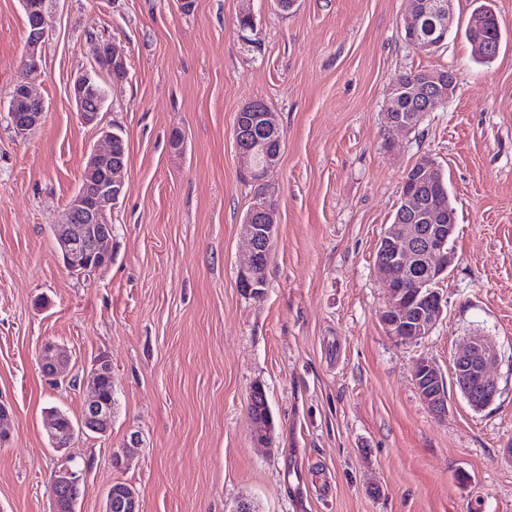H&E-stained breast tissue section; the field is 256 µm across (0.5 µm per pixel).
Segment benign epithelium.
Segmentation results:
<instances>
[{"instance_id":"obj_1","label":"benign epithelium","mask_w":512,"mask_h":512,"mask_svg":"<svg viewBox=\"0 0 512 512\" xmlns=\"http://www.w3.org/2000/svg\"><path fill=\"white\" fill-rule=\"evenodd\" d=\"M51 0H20L28 17L27 39L23 66L28 72L22 87H14L8 100V112L14 133L25 137L41 123L45 103L35 90V82L42 77V49L50 40L46 14ZM451 0H410L407 15H415L428 26L430 40L419 42L416 48L426 51L436 48L448 35ZM127 71L123 51L114 43L98 44L95 61L71 79L69 94L72 102L88 125L100 127V114L106 97L96 84L102 73L124 76ZM457 77L453 72L430 73L397 83L389 90L387 121L399 132H411L426 110L398 112L395 103L400 99L419 101L430 90L435 103L448 100L455 92ZM271 134L277 148H282V134L275 113L267 109L243 107L235 115L234 141L237 160L247 176L261 186L257 204L242 222V237L247 263L239 272V288L259 296L267 286L266 265L261 260L263 243H270L276 226V204L267 174L278 164L280 154L265 153L253 145L256 129ZM105 146L93 150L86 158L79 188L66 211L64 221L54 229L65 267L73 274L91 277L112 264V225L106 221L108 211L117 205L125 193L126 164L112 160V143L118 135L101 127ZM421 184H434L438 164L423 155L415 162ZM403 203L402 224H391L383 234L375 258L383 287L389 294V305L381 318L386 332L401 345L416 343L429 336L442 320L446 298L437 288L453 266L456 253L449 245L456 231V210L449 196L432 198L419 189L400 191ZM497 359L494 343L485 336H471L456 349L452 358L453 379L468 403L478 410L493 405L500 394L493 365ZM69 363L67 352L53 342L45 343L39 353L43 376L59 381ZM108 359L104 354L92 365L93 392L86 400L81 417L73 422L60 414L51 413L46 419L45 431L51 447L62 450L70 447L76 435L91 432L100 434L112 423L114 399L101 389L99 375L106 372ZM412 376L418 393L429 411L443 416L448 411V395L443 387V376L436 362L421 357L416 360ZM140 447V438L132 434L123 448L112 452V466L122 468L130 449ZM84 470L71 457L62 458L56 465L51 480L52 512L66 508L76 512L81 494ZM104 512H141L137 493L112 499L107 490Z\"/></svg>"}]
</instances>
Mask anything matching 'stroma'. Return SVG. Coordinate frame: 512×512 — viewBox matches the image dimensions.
I'll use <instances>...</instances> for the list:
<instances>
[{"mask_svg":"<svg viewBox=\"0 0 512 512\" xmlns=\"http://www.w3.org/2000/svg\"><path fill=\"white\" fill-rule=\"evenodd\" d=\"M483 4L502 32L487 63L465 37ZM242 6L52 0L46 112L20 138L6 104L25 78L26 19L19 0H0V401L12 409L0 512H51L58 454L46 410L80 417L81 380L101 354L115 407L106 435H77L67 450L85 470L78 512H103L117 481L136 489L142 512H234L243 499L257 512H512V0H453L447 38L430 53L404 39L409 0H295L286 12L251 0L255 46L237 26ZM101 39L123 50L127 75L104 78L94 127L69 83ZM420 69L453 70L456 92L412 133L392 130L389 90ZM254 100L275 112L283 139L258 297L238 286L254 188L232 135ZM103 126L126 140V193L107 214L112 264L84 278L64 267L53 227ZM422 155L448 184L457 261L440 284L442 321L401 345L381 322L375 252ZM472 335L497 346V401L474 410L451 384L446 414L434 416L413 364L429 357L450 375ZM48 341L71 354L67 383L41 374ZM257 385L273 416L265 444L248 413ZM133 433L140 448L113 468Z\"/></svg>","mask_w":512,"mask_h":512,"instance_id":"stroma-1","label":"stroma"}]
</instances>
